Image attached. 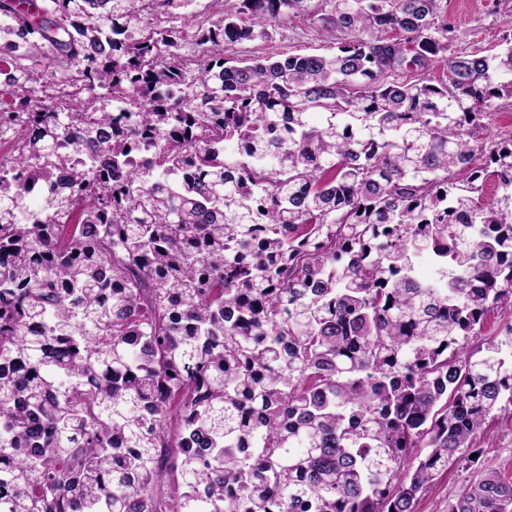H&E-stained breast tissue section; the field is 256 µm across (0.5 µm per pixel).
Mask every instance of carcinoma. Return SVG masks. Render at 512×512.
<instances>
[{"mask_svg": "<svg viewBox=\"0 0 512 512\" xmlns=\"http://www.w3.org/2000/svg\"><path fill=\"white\" fill-rule=\"evenodd\" d=\"M190 2L0 0V512H415L512 415V323L469 347L512 310V137L471 138L512 39L448 52L442 0H215L191 69ZM301 14L351 39L228 55Z\"/></svg>", "mask_w": 512, "mask_h": 512, "instance_id": "carcinoma-1", "label": "carcinoma"}]
</instances>
